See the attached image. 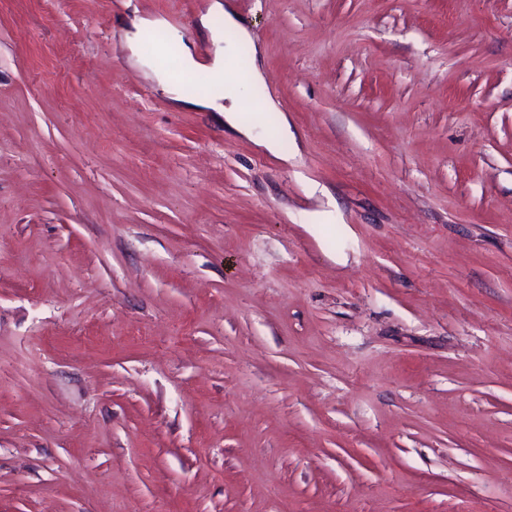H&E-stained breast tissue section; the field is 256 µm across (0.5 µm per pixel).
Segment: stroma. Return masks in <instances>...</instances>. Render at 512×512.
I'll list each match as a JSON object with an SVG mask.
<instances>
[{
    "label": "stroma",
    "mask_w": 512,
    "mask_h": 512,
    "mask_svg": "<svg viewBox=\"0 0 512 512\" xmlns=\"http://www.w3.org/2000/svg\"><path fill=\"white\" fill-rule=\"evenodd\" d=\"M130 1L0 0V512H512V0H223L248 136ZM164 23L162 19L143 18L136 13H133L131 17L127 18L125 39L128 48L134 56H138L141 60V38L143 32L148 28L160 26Z\"/></svg>",
    "instance_id": "obj_1"
}]
</instances>
